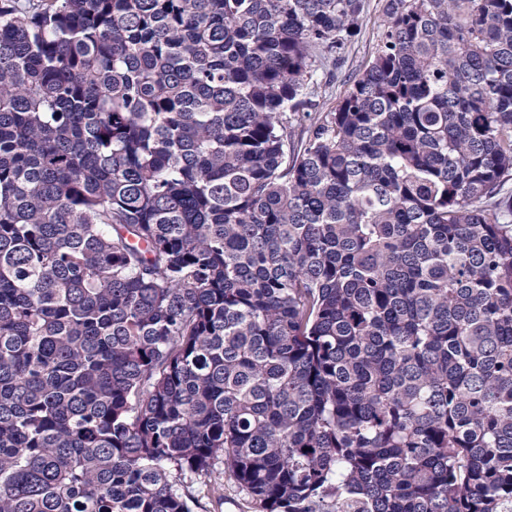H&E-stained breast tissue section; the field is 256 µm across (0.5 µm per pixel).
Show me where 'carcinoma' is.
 Returning a JSON list of instances; mask_svg holds the SVG:
<instances>
[{"label":"carcinoma","mask_w":512,"mask_h":512,"mask_svg":"<svg viewBox=\"0 0 512 512\" xmlns=\"http://www.w3.org/2000/svg\"><path fill=\"white\" fill-rule=\"evenodd\" d=\"M363 10L0 0V512H508L512 0ZM383 0H364V13L360 34L351 43L344 64L333 75L318 71L315 79L320 83V111L334 109L344 96L349 84L363 70L375 54L378 34L383 21ZM202 480H196L194 478H190L188 476L184 482L187 485H192V489L195 495L199 498L200 504L203 508L195 509V512H256L257 509L254 508L251 499L245 494V492L241 491L237 484L227 475L223 474L220 476V479L217 480L218 485H214V480L212 483H208V487H206ZM209 485L211 486H219V492L224 493V504H222L221 508L214 507V494L208 492ZM215 508V510H214Z\"/></svg>","instance_id":"carcinoma-1"}]
</instances>
